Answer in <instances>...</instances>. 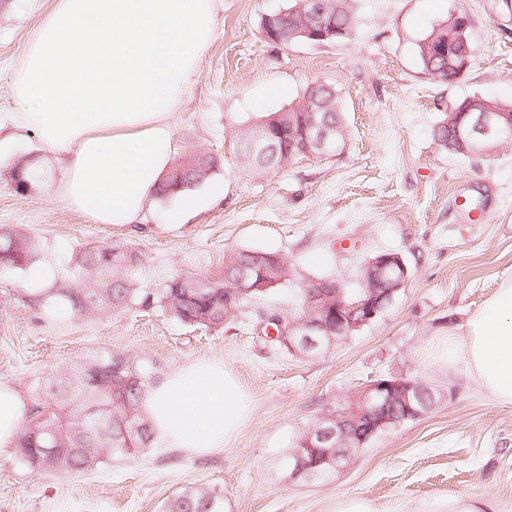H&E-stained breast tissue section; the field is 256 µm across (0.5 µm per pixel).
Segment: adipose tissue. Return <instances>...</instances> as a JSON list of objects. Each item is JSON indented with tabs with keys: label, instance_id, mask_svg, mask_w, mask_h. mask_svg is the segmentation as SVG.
<instances>
[{
	"label": "adipose tissue",
	"instance_id": "obj_1",
	"mask_svg": "<svg viewBox=\"0 0 512 512\" xmlns=\"http://www.w3.org/2000/svg\"><path fill=\"white\" fill-rule=\"evenodd\" d=\"M218 0H53L16 69L17 111L0 115V152L36 133L63 171L55 193L98 224H134L177 152L174 114L216 30ZM462 367L492 400L512 404V281L503 282L448 337ZM159 447L191 456L223 449L251 400L222 362L200 360L145 392ZM28 405L0 381V450L16 447Z\"/></svg>",
	"mask_w": 512,
	"mask_h": 512
}]
</instances>
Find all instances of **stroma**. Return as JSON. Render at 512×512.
I'll return each mask as SVG.
<instances>
[{"label":"stroma","instance_id":"obj_1","mask_svg":"<svg viewBox=\"0 0 512 512\" xmlns=\"http://www.w3.org/2000/svg\"><path fill=\"white\" fill-rule=\"evenodd\" d=\"M288 0H219L217 31L174 119L179 154L217 160L192 186L201 204L163 221L178 198L154 199L136 224H97L52 190L61 171L36 135L0 157V226L39 237L52 258L107 242L137 251L136 277L158 288L176 273L204 274L225 252L281 254L292 280L250 297L220 330L186 326L167 311L115 309L58 328L25 302L24 272L0 273V381L24 397L76 360L127 356L157 383L171 370L223 362L254 410L234 442L206 456L151 447L90 473L38 474L0 452V512H162L200 485L222 488L224 512H333L362 498L377 512H418L437 497L488 498L512 512V404L487 397L441 349L512 280V144L459 159L434 137L440 107L478 95L512 101V13L502 0H357L351 40L286 47L267 42L261 17ZM52 0H0V113L13 112L16 67ZM455 10L471 20L473 62L453 84L424 73L416 44ZM339 91L343 152L301 158L282 170L244 167L239 128L297 103L313 80ZM42 171L26 190L11 172ZM402 253L410 278L367 326L318 353L298 355L259 331L264 312L293 313L296 292L331 277L355 287L364 259ZM385 376L418 379L434 394L419 419L383 432L353 463L320 481L289 478L283 459L306 425Z\"/></svg>","mask_w":512,"mask_h":512}]
</instances>
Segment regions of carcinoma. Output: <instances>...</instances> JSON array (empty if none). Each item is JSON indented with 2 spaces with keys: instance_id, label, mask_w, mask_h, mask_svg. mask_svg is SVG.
<instances>
[{
  "instance_id": "1",
  "label": "carcinoma",
  "mask_w": 512,
  "mask_h": 512,
  "mask_svg": "<svg viewBox=\"0 0 512 512\" xmlns=\"http://www.w3.org/2000/svg\"><path fill=\"white\" fill-rule=\"evenodd\" d=\"M321 14L308 13L305 0H291L289 13L281 19L288 32L300 23L313 27L333 24L341 35L336 42L350 40L355 34L356 0H320ZM471 45L469 31L459 29L456 13L435 25L418 43V55L425 73L440 81L453 82L460 77L457 52ZM474 112H505L512 115V103L506 104L476 95L461 98L441 112L434 134L449 153L466 157L452 140L450 124L465 102ZM324 126L328 139L320 144L308 138L314 157L335 156L346 145L347 126L338 90L328 84H308L301 101L286 112H271L265 119L239 130L236 150L244 162L260 170L283 169L297 157L288 131H303L310 123ZM267 133L272 149L263 155L251 153L250 141ZM217 160L202 153H188L175 162L183 169L182 181L168 176L160 184V199L184 194L203 181ZM47 259L42 241L23 231L0 226V267L25 270ZM137 254L121 246H94L81 249L57 269L53 284L26 298L37 306L62 303L74 316L104 313L112 309L138 305L160 306L184 324L220 330L234 321L248 298L263 293L259 281L280 284L291 277L290 267L275 252L238 250L224 255V263L207 274H177L155 290L142 288L128 277L137 266ZM319 288L334 293L342 284L335 279H317L298 288L297 310L293 318L323 322L320 313L304 307L307 289ZM147 378L133 362L121 354L77 361L50 374L38 383L32 396L30 416L22 431L17 456L35 473L89 472L112 459L129 457L149 447L150 425L140 408ZM163 512H224V490L199 486L169 499Z\"/></svg>"
}]
</instances>
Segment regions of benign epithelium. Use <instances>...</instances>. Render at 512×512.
Segmentation results:
<instances>
[{
    "label": "benign epithelium",
    "mask_w": 512,
    "mask_h": 512,
    "mask_svg": "<svg viewBox=\"0 0 512 512\" xmlns=\"http://www.w3.org/2000/svg\"><path fill=\"white\" fill-rule=\"evenodd\" d=\"M453 139L462 150L470 155H485L496 149L499 145L512 141V121L502 122L500 113L484 112L477 118L463 113L452 129ZM394 265L399 270L395 284L401 286L408 281L409 269L403 259L396 254H383L372 262L373 276L382 277L384 268ZM349 309L359 314L355 320L345 319L344 313L336 311V325L339 332L351 333L359 330L374 320L381 312V308L367 302L355 303ZM271 318L278 324L279 330L268 329L269 334L279 343L288 348L290 352H307L318 349L321 340L314 337V329L306 320L284 321L280 315L273 314ZM421 397V385L407 381L402 377H381L367 385L356 395L352 396L347 406L336 413L321 419L319 428L313 430L306 441V449H299L294 454L291 465V475L311 473V469L320 465L317 456L311 454L314 448H326L325 460L334 466H339L334 457L341 453L331 455L329 449L341 448L353 438L358 447H363L369 438L380 431H385L398 420L388 414V407L395 402L401 404L406 416L414 419L421 416L417 406Z\"/></svg>",
    "instance_id": "obj_1"
}]
</instances>
